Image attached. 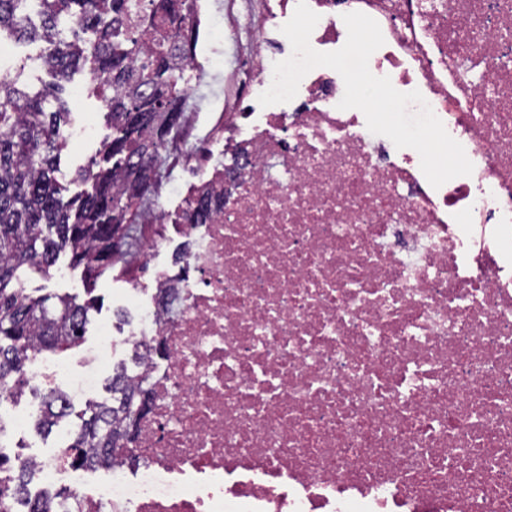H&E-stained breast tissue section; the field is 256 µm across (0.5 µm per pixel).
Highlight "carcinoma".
Here are the masks:
<instances>
[{
	"instance_id": "carcinoma-1",
	"label": "carcinoma",
	"mask_w": 512,
	"mask_h": 512,
	"mask_svg": "<svg viewBox=\"0 0 512 512\" xmlns=\"http://www.w3.org/2000/svg\"><path fill=\"white\" fill-rule=\"evenodd\" d=\"M19 0H0V33H24L47 44L48 71L60 79L85 67L112 124L103 143L75 182L82 189L62 201L53 172L66 142L59 112H46L42 96H31L17 81L0 78V385L21 393L28 385L25 366L35 350L61 354L81 342L91 305L68 295L35 297L23 287L30 272L49 273L62 254L83 268L87 284L112 269L126 272L132 248L152 231L141 206L148 195L144 171L164 164L163 151L182 125L189 88L184 73L193 54L191 0H43L41 30H28ZM71 17L96 40L57 38L55 21ZM210 197L184 210L189 223L206 221ZM110 400L73 414L60 406L58 388L34 389L39 415L36 431L76 418L73 437L61 460L72 467L105 465L130 456L141 415L132 400L149 391L134 383L127 366L112 371ZM23 470L0 455V512L13 503L27 512H58L66 490L47 488L27 499Z\"/></svg>"
}]
</instances>
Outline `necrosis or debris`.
Masks as SVG:
<instances>
[{"instance_id":"4bbe7bcc","label":"necrosis or debris","mask_w":512,"mask_h":512,"mask_svg":"<svg viewBox=\"0 0 512 512\" xmlns=\"http://www.w3.org/2000/svg\"><path fill=\"white\" fill-rule=\"evenodd\" d=\"M320 52L344 14L374 19L369 69L420 91L473 165L430 185L420 155L339 109L317 67L289 102L259 95L290 57L297 0H193L204 62L245 93L206 118L219 144L188 199L220 207L134 255L126 342L164 341L140 367L155 391L132 459L86 488L59 457L15 454L42 485L72 483L62 512H512V0H307ZM93 366L31 354L30 382L65 406Z\"/></svg>"}]
</instances>
